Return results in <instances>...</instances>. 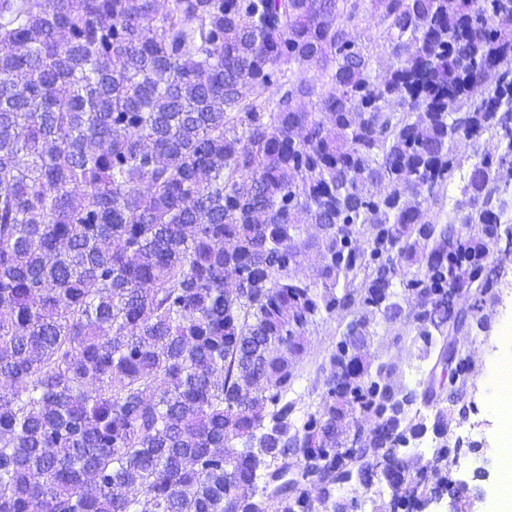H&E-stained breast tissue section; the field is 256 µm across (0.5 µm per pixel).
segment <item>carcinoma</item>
Here are the masks:
<instances>
[{
  "instance_id": "carcinoma-1",
  "label": "carcinoma",
  "mask_w": 512,
  "mask_h": 512,
  "mask_svg": "<svg viewBox=\"0 0 512 512\" xmlns=\"http://www.w3.org/2000/svg\"><path fill=\"white\" fill-rule=\"evenodd\" d=\"M362 2L0 0V512H321L359 472L388 512L412 469L368 454L421 435L418 402L447 437L433 372L362 348L379 317L449 361L448 291L498 284L512 0H371L384 77ZM465 164L442 223L423 205ZM336 312L300 423L290 356ZM359 414L377 429L340 440ZM379 13L374 11L368 4L367 7L360 11L357 18L352 22L353 35L359 39L365 46H368L372 54L371 66L373 72L385 76L389 73L390 68L395 63L394 58L390 54L387 46H378L373 48V37L376 32V25Z\"/></svg>"
}]
</instances>
